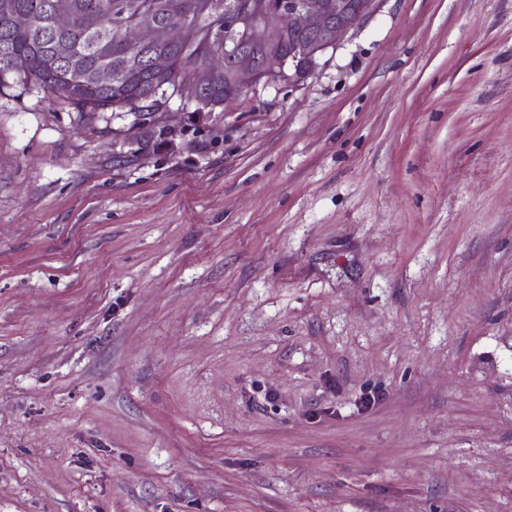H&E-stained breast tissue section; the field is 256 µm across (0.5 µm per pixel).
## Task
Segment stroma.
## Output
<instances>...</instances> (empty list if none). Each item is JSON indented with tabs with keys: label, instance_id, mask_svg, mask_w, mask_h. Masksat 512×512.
Wrapping results in <instances>:
<instances>
[{
	"label": "stroma",
	"instance_id": "1",
	"mask_svg": "<svg viewBox=\"0 0 512 512\" xmlns=\"http://www.w3.org/2000/svg\"><path fill=\"white\" fill-rule=\"evenodd\" d=\"M325 59L167 137L0 87V512H512V0Z\"/></svg>",
	"mask_w": 512,
	"mask_h": 512
}]
</instances>
